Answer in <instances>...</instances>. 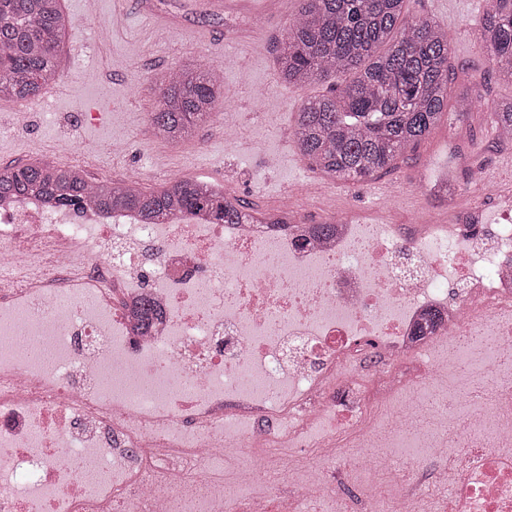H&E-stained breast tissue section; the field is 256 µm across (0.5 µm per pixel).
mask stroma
Returning <instances> with one entry per match:
<instances>
[{
    "instance_id": "1",
    "label": "stroma",
    "mask_w": 512,
    "mask_h": 512,
    "mask_svg": "<svg viewBox=\"0 0 512 512\" xmlns=\"http://www.w3.org/2000/svg\"><path fill=\"white\" fill-rule=\"evenodd\" d=\"M71 25L58 55V91H43L30 112L18 115L0 103V164L81 165L88 179H123L142 172L141 187L156 191L170 175L223 184L264 211L277 208L289 188L314 179L292 144L302 101L338 87L330 75L294 87L278 77L277 48L298 0H61ZM408 12L455 31L449 58V99L479 98L465 118L443 115L435 129L394 169L358 184L332 182L327 198L302 195L293 204L301 220L319 224L335 208L389 210L397 221L443 218L446 207L427 200L413 181L418 170L449 167L460 173L459 206L476 201L467 175L480 170L501 194L512 193V143L499 141L490 112L512 97V83L491 69L480 45L485 0H409ZM169 32L166 43L155 32ZM237 53L241 64L226 67L231 97L222 112L198 126L185 144H165L151 135L148 116L158 79L170 68L193 62L205 68ZM247 130L244 145L231 142L227 127ZM124 145L122 155L108 145ZM276 159L273 168L263 160Z\"/></svg>"
}]
</instances>
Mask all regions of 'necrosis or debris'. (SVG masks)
<instances>
[{
	"label": "necrosis or debris",
	"instance_id": "necrosis-or-debris-1",
	"mask_svg": "<svg viewBox=\"0 0 512 512\" xmlns=\"http://www.w3.org/2000/svg\"><path fill=\"white\" fill-rule=\"evenodd\" d=\"M332 219L0 202V512H512V197Z\"/></svg>",
	"mask_w": 512,
	"mask_h": 512
}]
</instances>
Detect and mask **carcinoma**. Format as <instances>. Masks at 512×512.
Returning <instances> with one entry per match:
<instances>
[{"label": "carcinoma", "mask_w": 512, "mask_h": 512, "mask_svg": "<svg viewBox=\"0 0 512 512\" xmlns=\"http://www.w3.org/2000/svg\"><path fill=\"white\" fill-rule=\"evenodd\" d=\"M280 42L278 72L306 86L334 74L342 87L306 99L293 142L313 171L333 181L364 182L395 167L438 125L448 109L452 39L429 18L411 16L408 0H298ZM481 42L492 69L512 82V0H489ZM68 19L60 0H0V101L34 98L56 75ZM219 67L183 64L160 77L149 113L163 140L180 143L224 105ZM495 128L512 138V100L492 112ZM22 195L103 210L135 211L164 224L174 211L208 213L226 224L252 218L223 186L177 179L160 192L112 181L88 183L76 166L0 165V201Z\"/></svg>", "instance_id": "carcinoma-1"}]
</instances>
